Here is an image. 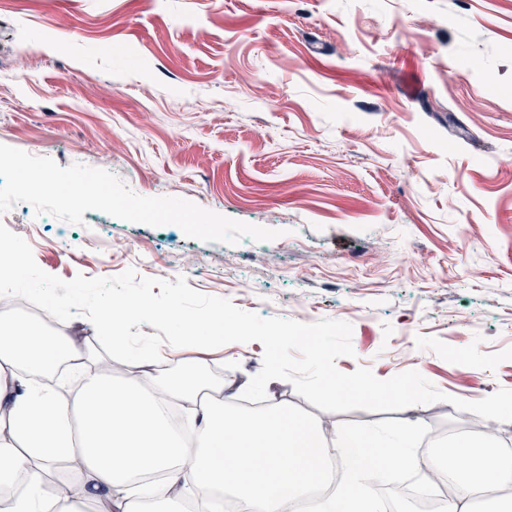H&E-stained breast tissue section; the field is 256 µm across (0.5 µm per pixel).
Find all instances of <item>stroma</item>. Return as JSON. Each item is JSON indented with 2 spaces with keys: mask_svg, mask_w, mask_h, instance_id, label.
<instances>
[{
  "mask_svg": "<svg viewBox=\"0 0 512 512\" xmlns=\"http://www.w3.org/2000/svg\"><path fill=\"white\" fill-rule=\"evenodd\" d=\"M0 144L282 232L228 246L16 204L4 224L49 274L182 275L264 318L351 323L341 371L512 389V0H0ZM262 359L186 347L168 368L238 387ZM267 402L369 436L407 415L325 412L283 380ZM417 413L420 453L486 426Z\"/></svg>",
  "mask_w": 512,
  "mask_h": 512,
  "instance_id": "1",
  "label": "stroma"
}]
</instances>
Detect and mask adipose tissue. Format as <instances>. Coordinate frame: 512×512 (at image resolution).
<instances>
[{"instance_id":"obj_1","label":"adipose tissue","mask_w":512,"mask_h":512,"mask_svg":"<svg viewBox=\"0 0 512 512\" xmlns=\"http://www.w3.org/2000/svg\"><path fill=\"white\" fill-rule=\"evenodd\" d=\"M86 352L66 326L0 313V490L8 512H145L149 498L223 505L225 494L248 512H376L375 489L395 468L445 476L453 494L443 512H512V448L495 427L413 451L409 426L389 445L340 434L352 451L335 476L320 424L283 406L228 408L224 386L142 369L123 376ZM180 405L184 430L169 408ZM65 462L71 470L55 476Z\"/></svg>"}]
</instances>
